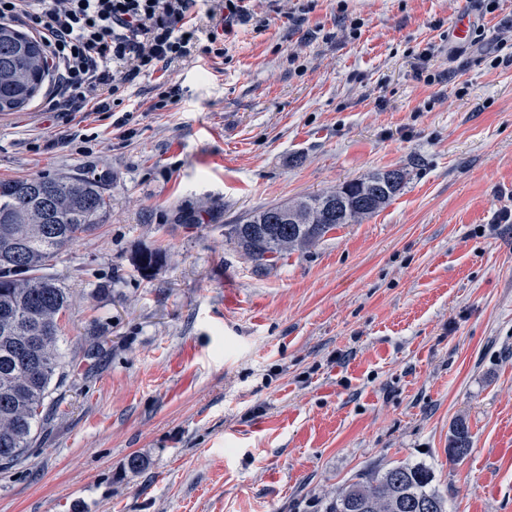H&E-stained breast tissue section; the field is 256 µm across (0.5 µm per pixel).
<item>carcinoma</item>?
Wrapping results in <instances>:
<instances>
[{"instance_id":"cac0c4a2","label":"carcinoma","mask_w":512,"mask_h":512,"mask_svg":"<svg viewBox=\"0 0 512 512\" xmlns=\"http://www.w3.org/2000/svg\"><path fill=\"white\" fill-rule=\"evenodd\" d=\"M46 77L40 41L0 22V113L23 109ZM398 169L377 172L290 205L274 204L224 225V237L255 262L303 247L341 224H356L382 209L403 187ZM341 196L343 204L330 203ZM296 209L289 222L282 209ZM109 199L99 180L82 173L0 180V466L22 459L45 416L46 400L62 381L61 319L70 293L50 273L76 240L103 225ZM162 259L145 250L136 266L145 276ZM471 444L466 422L456 423L448 454L463 457ZM423 466L397 465L359 473L327 505V512H447Z\"/></svg>"}]
</instances>
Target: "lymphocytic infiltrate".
I'll list each match as a JSON object with an SVG mask.
<instances>
[{
    "mask_svg": "<svg viewBox=\"0 0 512 512\" xmlns=\"http://www.w3.org/2000/svg\"><path fill=\"white\" fill-rule=\"evenodd\" d=\"M0 0V21L24 20L45 47L56 77L58 112H110L135 79L159 74L151 111L178 104L184 90L169 80L173 63L200 56L220 59L237 25L268 24L247 0ZM207 24H199V15Z\"/></svg>",
    "mask_w": 512,
    "mask_h": 512,
    "instance_id": "1",
    "label": "lymphocytic infiltrate"
}]
</instances>
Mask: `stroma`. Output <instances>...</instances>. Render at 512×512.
Instances as JSON below:
<instances>
[{
  "instance_id": "obj_1",
  "label": "stroma",
  "mask_w": 512,
  "mask_h": 512,
  "mask_svg": "<svg viewBox=\"0 0 512 512\" xmlns=\"http://www.w3.org/2000/svg\"><path fill=\"white\" fill-rule=\"evenodd\" d=\"M250 7L267 29L172 66L169 110L141 77L121 128L57 119L49 80L0 114V180L80 170L110 198L56 262L66 378L0 469V512H325L399 464L429 468L448 512H512V67L492 65L512 0H314L299 26ZM463 13L484 33L454 46ZM390 169L385 208L264 265L224 237ZM143 250L162 253L147 276ZM471 435L469 427L466 422L460 420L456 423L450 446L448 448V454L451 460H457L462 458L470 448Z\"/></svg>"
}]
</instances>
